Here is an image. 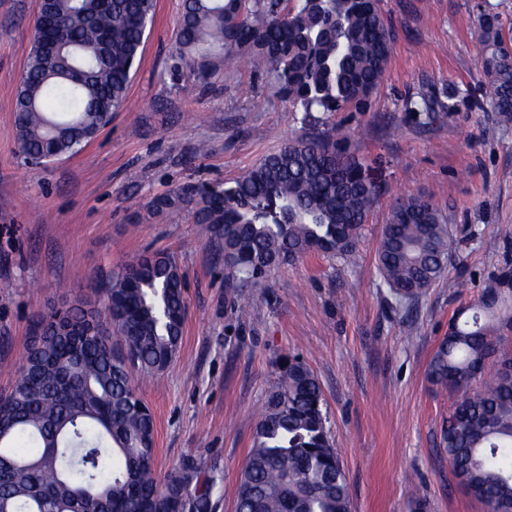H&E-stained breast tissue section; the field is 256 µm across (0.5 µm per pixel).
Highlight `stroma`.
<instances>
[{
	"instance_id": "35a3bbf8",
	"label": "stroma",
	"mask_w": 512,
	"mask_h": 512,
	"mask_svg": "<svg viewBox=\"0 0 512 512\" xmlns=\"http://www.w3.org/2000/svg\"><path fill=\"white\" fill-rule=\"evenodd\" d=\"M181 0H157L124 106L78 154L36 166L14 100L33 42L34 0H0V393L14 385L38 314L101 297L145 253H173L186 279L184 334L141 393L154 414L155 469L204 460L212 512H234L255 424L285 357L318 379L352 512H486L448 465L441 428L455 396L427 375L457 311L512 272V120L494 112L476 55L479 18L512 26V0H381L393 50L366 111L329 125L351 134L378 204L350 261L311 253L258 288L230 287L207 225L156 198L231 180L302 131L301 113L246 65L201 84L173 66ZM454 111H445L447 102ZM429 106L433 122L415 110ZM429 197L453 253L418 299L396 303L375 267L393 200ZM248 314L239 318L236 298Z\"/></svg>"
}]
</instances>
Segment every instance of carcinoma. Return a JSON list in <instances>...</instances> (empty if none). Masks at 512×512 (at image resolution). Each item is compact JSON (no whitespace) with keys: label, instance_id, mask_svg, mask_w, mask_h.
Masks as SVG:
<instances>
[{"label":"carcinoma","instance_id":"cac0c4a2","mask_svg":"<svg viewBox=\"0 0 512 512\" xmlns=\"http://www.w3.org/2000/svg\"><path fill=\"white\" fill-rule=\"evenodd\" d=\"M156 0L34 3V41L15 102L24 155L79 153L124 104L155 17ZM479 56L494 111L512 119V51L499 20L479 22ZM392 34L380 0H183L175 59L197 81L247 59L274 76L292 111L364 109L385 78ZM87 74L70 79L74 64ZM363 162L334 127L305 133L233 181L186 185L156 201L207 224L240 287L309 252L349 260L377 195ZM447 220L422 196L393 202L376 250L394 297H419L446 268ZM184 276L165 253L127 263L95 309L75 299L39 315L19 377L0 394V512H212L216 479L191 461L159 480L152 413L132 368L167 367L183 336ZM501 294L458 311L428 365L457 394L442 442L458 484L493 510L512 506V352L498 328ZM121 336L126 353L112 346ZM234 512H351L345 472L330 443L321 387L300 361H285L256 423Z\"/></svg>","mask_w":512,"mask_h":512}]
</instances>
